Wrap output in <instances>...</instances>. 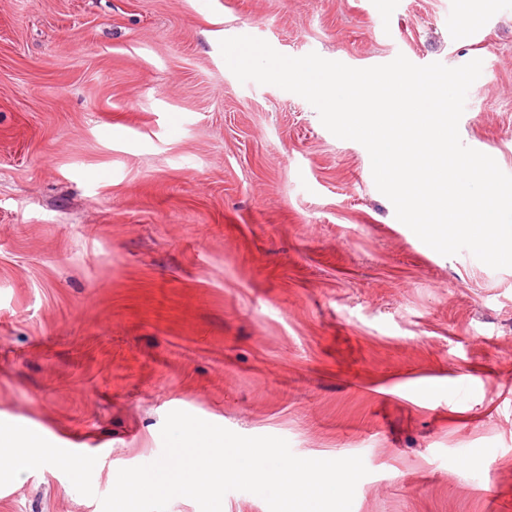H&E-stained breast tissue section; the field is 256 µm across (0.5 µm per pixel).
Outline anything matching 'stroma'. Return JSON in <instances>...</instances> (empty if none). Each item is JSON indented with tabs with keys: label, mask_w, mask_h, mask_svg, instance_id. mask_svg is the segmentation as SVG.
<instances>
[{
	"label": "stroma",
	"mask_w": 512,
	"mask_h": 512,
	"mask_svg": "<svg viewBox=\"0 0 512 512\" xmlns=\"http://www.w3.org/2000/svg\"><path fill=\"white\" fill-rule=\"evenodd\" d=\"M241 35L481 60L460 137L512 175V0H0V423L96 463L0 512H102L173 410L362 457L352 512H512V268L425 245Z\"/></svg>",
	"instance_id": "stroma-1"
}]
</instances>
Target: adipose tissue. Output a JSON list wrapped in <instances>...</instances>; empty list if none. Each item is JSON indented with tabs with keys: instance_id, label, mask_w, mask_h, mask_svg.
Masks as SVG:
<instances>
[{
	"instance_id": "ef3b65f1",
	"label": "adipose tissue",
	"mask_w": 512,
	"mask_h": 512,
	"mask_svg": "<svg viewBox=\"0 0 512 512\" xmlns=\"http://www.w3.org/2000/svg\"><path fill=\"white\" fill-rule=\"evenodd\" d=\"M49 461L67 469L76 478L92 467L91 461L72 459L26 427L0 425V478H20Z\"/></svg>"
}]
</instances>
